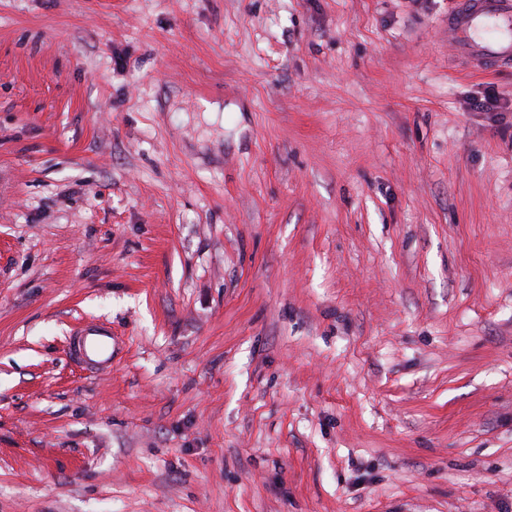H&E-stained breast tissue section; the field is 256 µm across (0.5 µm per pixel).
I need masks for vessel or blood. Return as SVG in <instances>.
Listing matches in <instances>:
<instances>
[{
  "label": "vessel or blood",
  "instance_id": "1",
  "mask_svg": "<svg viewBox=\"0 0 512 512\" xmlns=\"http://www.w3.org/2000/svg\"><path fill=\"white\" fill-rule=\"evenodd\" d=\"M448 36L463 58L476 67L512 65V0H460L448 20ZM69 351L92 369L111 370L112 331L105 326L82 330Z\"/></svg>",
  "mask_w": 512,
  "mask_h": 512
}]
</instances>
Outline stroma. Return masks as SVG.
I'll return each mask as SVG.
<instances>
[{
    "mask_svg": "<svg viewBox=\"0 0 512 512\" xmlns=\"http://www.w3.org/2000/svg\"><path fill=\"white\" fill-rule=\"evenodd\" d=\"M456 2L0 0V512H512V67ZM76 336L70 343V354L92 369L110 372L115 345L112 330L105 326H91Z\"/></svg>",
    "mask_w": 512,
    "mask_h": 512,
    "instance_id": "stroma-1",
    "label": "stroma"
}]
</instances>
